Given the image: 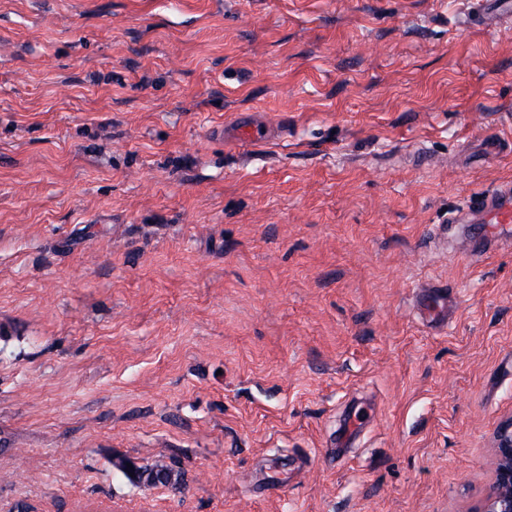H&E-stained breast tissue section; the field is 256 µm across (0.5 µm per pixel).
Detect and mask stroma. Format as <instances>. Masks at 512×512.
Returning <instances> with one entry per match:
<instances>
[{"mask_svg": "<svg viewBox=\"0 0 512 512\" xmlns=\"http://www.w3.org/2000/svg\"><path fill=\"white\" fill-rule=\"evenodd\" d=\"M460 8L0 0V512H478L512 244L474 262L431 228L512 182L480 148L512 20ZM249 111L287 140L211 139ZM432 281L439 335L412 311ZM354 397L374 421L340 457ZM455 298L447 286L429 285L413 297L416 316L435 331L448 327L450 315L455 307Z\"/></svg>", "mask_w": 512, "mask_h": 512, "instance_id": "obj_1", "label": "stroma"}]
</instances>
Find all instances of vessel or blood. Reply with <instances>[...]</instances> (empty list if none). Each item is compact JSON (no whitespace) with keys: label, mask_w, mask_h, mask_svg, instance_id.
<instances>
[{"label":"vessel or blood","mask_w":512,"mask_h":512,"mask_svg":"<svg viewBox=\"0 0 512 512\" xmlns=\"http://www.w3.org/2000/svg\"><path fill=\"white\" fill-rule=\"evenodd\" d=\"M512 14V0H466L461 12L470 24L487 29L498 27L503 16ZM499 131L491 133L484 140L485 153L496 156L512 152V135L507 127L512 126V117L504 115L499 119ZM287 126L259 112H243L218 128L216 136L224 141H237L247 146L264 145L285 138ZM456 225L459 236L472 241V253L476 256L487 254L503 243L512 240V183L500 185L493 191L480 193L470 198L457 209L449 212L445 222L434 225V235L447 237L449 225ZM485 225L484 235L476 236L472 227ZM455 307V298L447 287L431 285L420 290L413 298L416 316L435 331L446 329ZM371 418L367 410L358 408L345 418L336 444L348 446L351 437Z\"/></svg>","instance_id":"vessel-or-blood-1"}]
</instances>
